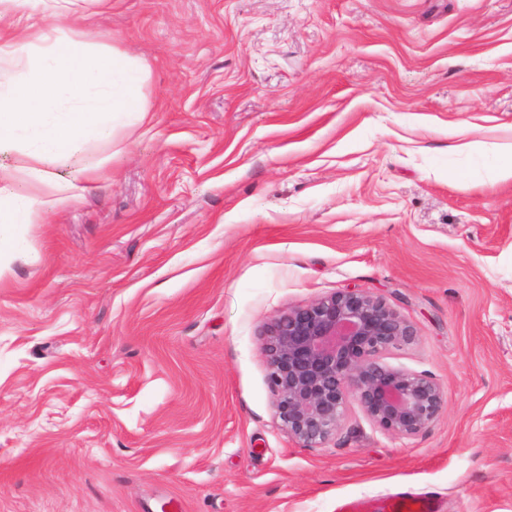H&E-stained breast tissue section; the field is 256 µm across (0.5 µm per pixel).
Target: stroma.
<instances>
[{
    "label": "stroma",
    "mask_w": 512,
    "mask_h": 512,
    "mask_svg": "<svg viewBox=\"0 0 512 512\" xmlns=\"http://www.w3.org/2000/svg\"><path fill=\"white\" fill-rule=\"evenodd\" d=\"M50 24L144 64V116L46 165L85 189L15 228L0 512H334L399 491L512 512V183L492 179L512 164V0H72L0 20ZM353 289L413 324L383 360L445 406L411 438L355 408L303 448L260 330Z\"/></svg>",
    "instance_id": "stroma-1"
}]
</instances>
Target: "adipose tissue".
I'll return each mask as SVG.
<instances>
[{
	"instance_id": "1",
	"label": "adipose tissue",
	"mask_w": 512,
	"mask_h": 512,
	"mask_svg": "<svg viewBox=\"0 0 512 512\" xmlns=\"http://www.w3.org/2000/svg\"><path fill=\"white\" fill-rule=\"evenodd\" d=\"M32 54L34 75L0 81V154L17 151L29 163L0 168V254L22 250L13 225L35 224L51 209L65 206L77 187L47 177L44 166L82 140L106 141L115 122L132 110L135 84L144 68L127 55L86 52L77 29L52 26L0 37V61ZM29 192L14 191L15 183Z\"/></svg>"
}]
</instances>
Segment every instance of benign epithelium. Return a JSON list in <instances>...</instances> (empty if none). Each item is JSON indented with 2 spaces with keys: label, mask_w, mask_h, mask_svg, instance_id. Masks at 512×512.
Here are the masks:
<instances>
[{
  "label": "benign epithelium",
  "mask_w": 512,
  "mask_h": 512,
  "mask_svg": "<svg viewBox=\"0 0 512 512\" xmlns=\"http://www.w3.org/2000/svg\"><path fill=\"white\" fill-rule=\"evenodd\" d=\"M415 339L394 308L363 291H338L273 317L260 340L281 430L303 448H319L356 406L387 435L425 431L442 412L441 386L381 362Z\"/></svg>",
  "instance_id": "benign-epithelium-1"
}]
</instances>
